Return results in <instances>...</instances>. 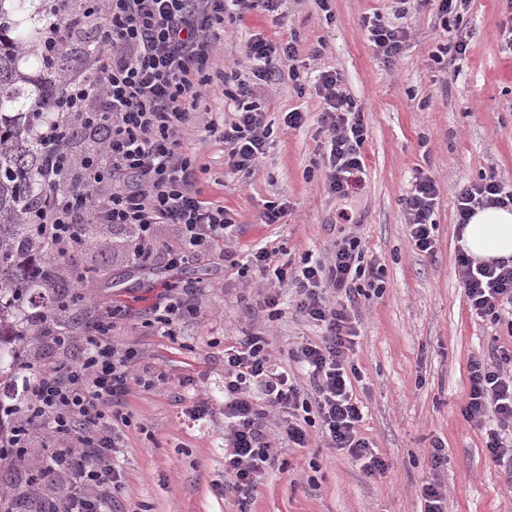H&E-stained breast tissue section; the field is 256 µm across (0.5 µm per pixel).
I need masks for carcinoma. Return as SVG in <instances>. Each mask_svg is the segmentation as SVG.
Masks as SVG:
<instances>
[{"label":"carcinoma","instance_id":"1","mask_svg":"<svg viewBox=\"0 0 512 512\" xmlns=\"http://www.w3.org/2000/svg\"><path fill=\"white\" fill-rule=\"evenodd\" d=\"M51 21L38 0H0V385L28 378L5 363L24 343L14 310L29 303L52 321L48 289L26 261L52 252V244L26 221L34 201L49 191L41 172L57 154V143L38 131L57 121L53 112L65 95L61 72L66 54L49 59L40 50Z\"/></svg>","mask_w":512,"mask_h":512}]
</instances>
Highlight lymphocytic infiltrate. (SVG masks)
<instances>
[{
	"label": "lymphocytic infiltrate",
	"mask_w": 512,
	"mask_h": 512,
	"mask_svg": "<svg viewBox=\"0 0 512 512\" xmlns=\"http://www.w3.org/2000/svg\"><path fill=\"white\" fill-rule=\"evenodd\" d=\"M285 0H81L78 12L62 25H50V45L77 46L85 26L98 25L93 63L79 75H65L66 120L59 134L82 135L87 154L65 153L43 175L52 183L66 178L65 189L48 192L39 201L42 231L53 244L46 261L78 253L87 243L86 224L112 227L124 237L132 264L154 263L186 268L216 255L245 273L272 270L277 287L263 302L271 315H281L280 287L293 288V307L321 326V343L303 342L290 351L309 381L301 386L273 363L264 336L252 334L224 351V472L231 478L239 512H251L257 484L275 461L273 440L307 447L309 427H318L329 447L362 462L368 474L383 472L387 461L372 452L359 434L363 405L353 394L359 371L353 354L358 337L355 279L365 274L364 254L356 238L336 243L330 260L304 254L298 266L273 265L265 249L253 250L238 263L225 247L235 219L223 205L207 200L201 176L206 167L186 153L191 133L220 134L224 162L234 172L251 174L266 154L269 126L257 100L255 81L272 86L289 76L298 80L302 62L297 40L274 42L252 38L246 56L255 64L252 80L227 73L216 64L225 20L246 14L276 13ZM362 27L377 56L391 65L404 53L409 32L380 13L363 17ZM317 92L327 108L321 124L328 135L322 166L329 191L345 199L364 171L360 149L365 141L364 114L355 109L338 71L321 72ZM222 95L236 105L233 118L219 124L207 102ZM439 190L436 182L416 175L405 200L412 246L433 254V218ZM512 209V183L495 172L459 187V226L476 209ZM177 226L175 245H159L161 225ZM458 272L468 307L477 317L512 331V264L482 263L466 252L457 255ZM183 294L161 292L143 327L173 336L182 317L192 313ZM127 314L125 306L104 305L82 335L61 334L44 325L52 359H32L30 378L21 396L0 401V413L15 417L9 446L0 455L23 457L35 434L45 451L25 472L28 495L0 492V512H120L123 474L113 459L124 445L130 419L122 407L130 392L139 353L117 348L112 334ZM469 391L465 418L486 429V449L495 461L512 457L487 417L512 424V349L493 356L477 354L468 361ZM278 415L279 429L263 431L266 411Z\"/></svg>",
	"instance_id": "obj_1"
}]
</instances>
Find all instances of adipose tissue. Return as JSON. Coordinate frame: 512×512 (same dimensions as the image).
<instances>
[{"label": "adipose tissue", "mask_w": 512, "mask_h": 512, "mask_svg": "<svg viewBox=\"0 0 512 512\" xmlns=\"http://www.w3.org/2000/svg\"><path fill=\"white\" fill-rule=\"evenodd\" d=\"M462 245L478 262L512 260V209L477 210L463 230Z\"/></svg>", "instance_id": "obj_1"}]
</instances>
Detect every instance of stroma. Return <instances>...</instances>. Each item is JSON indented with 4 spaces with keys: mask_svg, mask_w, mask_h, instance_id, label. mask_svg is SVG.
<instances>
[{
    "mask_svg": "<svg viewBox=\"0 0 512 512\" xmlns=\"http://www.w3.org/2000/svg\"><path fill=\"white\" fill-rule=\"evenodd\" d=\"M438 5L411 0L402 20L409 45L390 67L361 25L364 16L387 12L389 0H332L326 13L315 0H287L282 21L257 13L224 26L218 56L225 70L250 76L245 45L258 33L272 40L297 35L302 56L311 59L300 81L285 77L261 91L271 135L253 174L225 165L218 136L188 143L207 167V199L236 220L230 249L243 256L263 246L295 260L307 251L321 258L352 233L366 262L380 267L383 286L375 294L369 277L355 282L367 297L355 350L361 379L353 389L365 406L361 434L388 469L366 474L313 428L309 447L276 445L278 461L257 486L252 512H425L420 488L426 482L443 486L444 512H512V467L491 460L483 429L461 412L470 357L512 348V334L468 307L457 272L455 207L456 188L488 168L512 180V54L503 42L512 0H467L445 26ZM463 33L465 58L440 69L432 54ZM317 47L321 56L311 58ZM325 70L343 75L366 125L365 173L346 201L329 192L322 174L306 175L326 138L320 123L326 105L314 87L315 72ZM292 110L306 115L300 129L283 122ZM419 172L439 189L431 256L409 241L405 198ZM271 202L288 211L279 223H262ZM62 264L99 271L85 286L91 300L80 305V320L91 319L104 302L126 306L132 315L115 331L116 341L164 375L150 387L132 385L126 398L130 425L115 454L125 512H238L235 495L224 489V350L243 334L262 331L272 358L293 372L289 349L321 342L323 330L291 308L270 318L260 272L241 276L209 260L196 270L156 276L134 269L119 238L102 226ZM194 277L202 280L198 318L180 322L174 337L142 327L138 315L163 285ZM437 444L448 462L435 470L430 453Z\"/></svg>",
    "mask_w": 512,
    "mask_h": 512,
    "instance_id": "1",
    "label": "stroma"
}]
</instances>
